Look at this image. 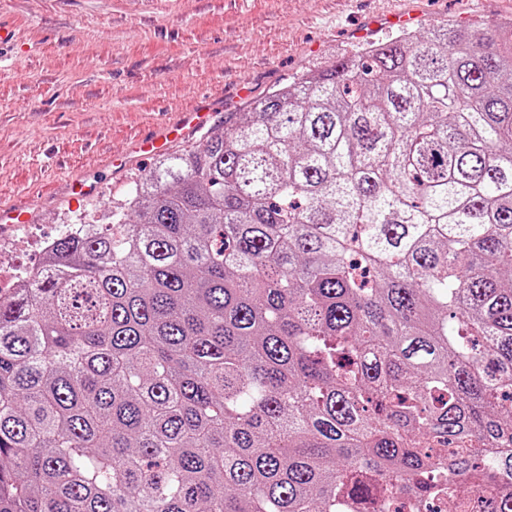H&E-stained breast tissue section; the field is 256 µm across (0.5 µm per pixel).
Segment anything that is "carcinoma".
<instances>
[{
  "instance_id": "cac0c4a2",
  "label": "carcinoma",
  "mask_w": 512,
  "mask_h": 512,
  "mask_svg": "<svg viewBox=\"0 0 512 512\" xmlns=\"http://www.w3.org/2000/svg\"><path fill=\"white\" fill-rule=\"evenodd\" d=\"M512 512V21L273 89L0 300V512Z\"/></svg>"
}]
</instances>
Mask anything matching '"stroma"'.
Returning <instances> with one entry per match:
<instances>
[{
	"label": "stroma",
	"mask_w": 512,
	"mask_h": 512,
	"mask_svg": "<svg viewBox=\"0 0 512 512\" xmlns=\"http://www.w3.org/2000/svg\"><path fill=\"white\" fill-rule=\"evenodd\" d=\"M398 10L416 12L425 34L511 20L512 0H0L14 35L0 52V203L30 207L41 237L109 214L155 167L108 164L145 131L204 102L245 111L302 72L395 36L356 33ZM71 176L102 190L71 200Z\"/></svg>",
	"instance_id": "obj_1"
}]
</instances>
